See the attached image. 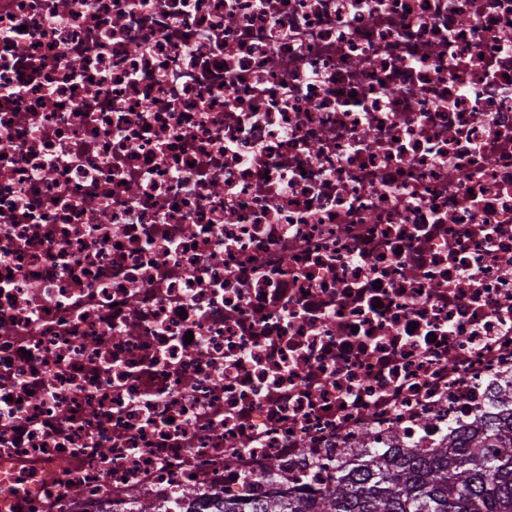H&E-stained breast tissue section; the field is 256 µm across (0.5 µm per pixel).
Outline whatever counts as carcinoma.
<instances>
[{"label": "carcinoma", "mask_w": 512, "mask_h": 512, "mask_svg": "<svg viewBox=\"0 0 512 512\" xmlns=\"http://www.w3.org/2000/svg\"><path fill=\"white\" fill-rule=\"evenodd\" d=\"M253 512H512V418L431 457L378 459L359 478L338 471L318 498L290 495Z\"/></svg>", "instance_id": "obj_1"}]
</instances>
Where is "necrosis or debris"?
I'll use <instances>...</instances> for the list:
<instances>
[{
  "label": "necrosis or debris",
  "instance_id": "obj_1",
  "mask_svg": "<svg viewBox=\"0 0 512 512\" xmlns=\"http://www.w3.org/2000/svg\"><path fill=\"white\" fill-rule=\"evenodd\" d=\"M509 389L512 0H0V512L316 498Z\"/></svg>",
  "mask_w": 512,
  "mask_h": 512
}]
</instances>
